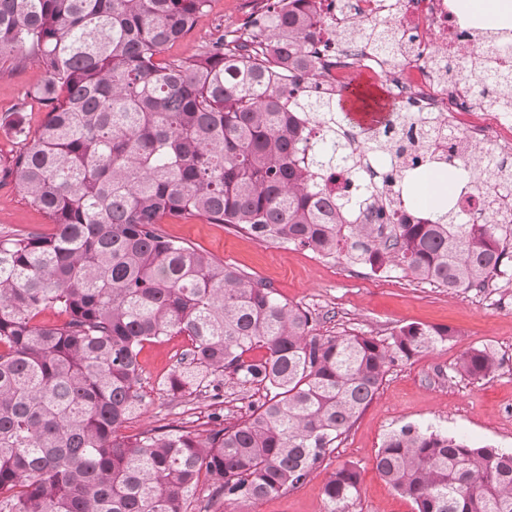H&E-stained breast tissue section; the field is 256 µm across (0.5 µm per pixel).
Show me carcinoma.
Instances as JSON below:
<instances>
[{
  "instance_id": "carcinoma-1",
  "label": "carcinoma",
  "mask_w": 512,
  "mask_h": 512,
  "mask_svg": "<svg viewBox=\"0 0 512 512\" xmlns=\"http://www.w3.org/2000/svg\"><path fill=\"white\" fill-rule=\"evenodd\" d=\"M209 0H0V61L45 71L27 92L46 110L35 132L19 108L22 147L0 153L13 183L56 225L0 236V512H188L208 485L205 512H241L295 488L373 402L386 374L451 342V327L410 323L390 340L323 337L316 318L209 253L161 234L166 217L226 224L371 271L383 265L450 290L512 277L500 206L475 217L449 209L425 224H370L354 212L393 204L410 169L395 157L437 136L431 115L393 112L358 142L345 130L341 93L298 95L319 76L306 43L319 19L308 0L270 5L269 53L220 34L185 59L166 48L192 29ZM362 40L392 52L399 30L373 23ZM298 73L282 85L283 61ZM470 62L487 104L512 111V80ZM323 128L310 147L303 115ZM472 195L508 190L497 158L447 159ZM348 172L344 194L325 175ZM55 309L60 324L38 317ZM186 336L162 382L177 398L215 406L205 428L120 430L148 405L139 361L146 342ZM256 350L264 351L259 357ZM496 353L471 348L456 371L479 381ZM265 391L241 423L224 425V375ZM379 474L415 512H512V452L406 424L375 453ZM360 476L344 464L324 486L326 512H345Z\"/></svg>"
}]
</instances>
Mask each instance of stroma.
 I'll list each match as a JSON object with an SVG mask.
<instances>
[{
  "label": "stroma",
  "instance_id": "1",
  "mask_svg": "<svg viewBox=\"0 0 512 512\" xmlns=\"http://www.w3.org/2000/svg\"><path fill=\"white\" fill-rule=\"evenodd\" d=\"M246 9L245 0H211L209 17L168 46L165 58L196 53L213 30L212 14H222L232 27ZM44 80V71L34 63L0 69V116L21 105L27 127L39 128L46 109L25 94ZM159 229L270 283L281 300L313 313L318 335L362 333L386 340L410 323L449 326L458 332L456 342L397 361L373 402L324 463L297 488L249 506L247 512H326L324 484L347 462L357 466L361 482L348 512H414L412 502L387 484L374 465L386 435L405 424L460 435L478 446L512 450V281L500 280L481 291H454L417 282L396 267L388 275H375L346 258H325L301 247L261 241L224 224L167 218ZM31 231L50 235L56 227L18 187H0V235ZM188 345L183 336L145 344L139 361L149 406L146 414L126 424L124 434L161 425L196 428L206 422L207 400L175 399L160 389ZM482 346L494 350L501 362L494 376L477 382L457 375L460 355Z\"/></svg>",
  "mask_w": 512,
  "mask_h": 512
}]
</instances>
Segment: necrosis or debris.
<instances>
[{
  "label": "necrosis or debris",
  "instance_id": "1",
  "mask_svg": "<svg viewBox=\"0 0 512 512\" xmlns=\"http://www.w3.org/2000/svg\"><path fill=\"white\" fill-rule=\"evenodd\" d=\"M321 16L308 52L322 64V79L309 90L322 96L350 82L354 72L388 84L393 99L409 112L445 119L455 149L494 146L512 158V119L485 109L463 67L468 54H481L479 30L455 12L452 0H311ZM381 21L413 33L414 40L391 59L368 51L338 48L337 33L348 18Z\"/></svg>",
  "mask_w": 512,
  "mask_h": 512
}]
</instances>
